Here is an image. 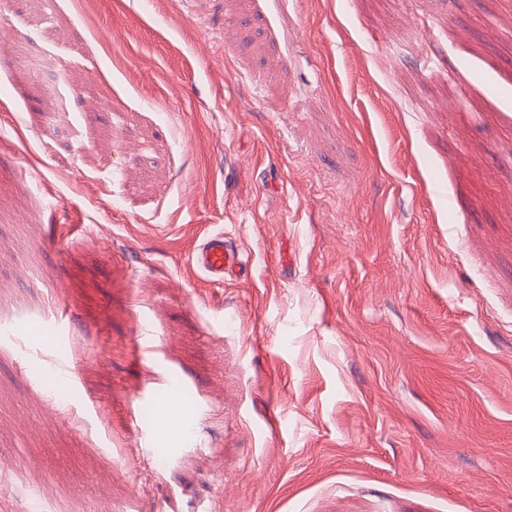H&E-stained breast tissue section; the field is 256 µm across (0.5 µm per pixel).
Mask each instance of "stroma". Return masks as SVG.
<instances>
[{
	"label": "stroma",
	"mask_w": 512,
	"mask_h": 512,
	"mask_svg": "<svg viewBox=\"0 0 512 512\" xmlns=\"http://www.w3.org/2000/svg\"><path fill=\"white\" fill-rule=\"evenodd\" d=\"M56 307L0 512H512V0H0V326ZM193 264L208 281L223 283L224 279L239 272L246 261L237 250L228 248L223 231H214L195 249ZM39 329L41 332L47 333L41 336H49L57 343H65L70 337L67 336L66 316L61 311H58L54 315V319L47 318L41 321Z\"/></svg>",
	"instance_id": "obj_1"
}]
</instances>
